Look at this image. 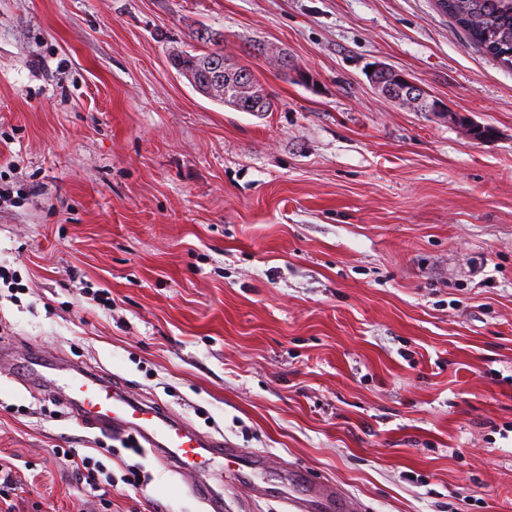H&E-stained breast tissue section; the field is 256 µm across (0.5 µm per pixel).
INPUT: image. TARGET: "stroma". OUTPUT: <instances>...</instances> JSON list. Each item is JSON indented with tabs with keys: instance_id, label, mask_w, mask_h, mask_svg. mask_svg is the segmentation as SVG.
<instances>
[{
	"instance_id": "obj_1",
	"label": "stroma",
	"mask_w": 512,
	"mask_h": 512,
	"mask_svg": "<svg viewBox=\"0 0 512 512\" xmlns=\"http://www.w3.org/2000/svg\"><path fill=\"white\" fill-rule=\"evenodd\" d=\"M215 48L271 111L170 64ZM378 63L494 137L387 100ZM0 269L25 512H204V482L224 512H291L317 481L354 512H512V69L436 0H0ZM35 360L269 464L136 455ZM59 448L147 483L91 487Z\"/></svg>"
}]
</instances>
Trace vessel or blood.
<instances>
[{
	"label": "vessel or blood",
	"mask_w": 512,
	"mask_h": 512,
	"mask_svg": "<svg viewBox=\"0 0 512 512\" xmlns=\"http://www.w3.org/2000/svg\"><path fill=\"white\" fill-rule=\"evenodd\" d=\"M76 418L85 427L139 435L161 462H173L183 469L206 473L218 460L232 461L239 453L219 447L217 440L189 432L180 422L157 407L127 399L123 392L98 373L71 368L65 383ZM296 512H348V502L335 485L318 484L304 498H289Z\"/></svg>",
	"instance_id": "obj_1"
}]
</instances>
